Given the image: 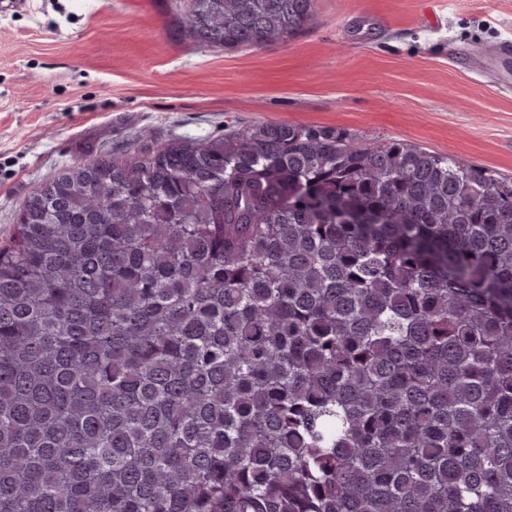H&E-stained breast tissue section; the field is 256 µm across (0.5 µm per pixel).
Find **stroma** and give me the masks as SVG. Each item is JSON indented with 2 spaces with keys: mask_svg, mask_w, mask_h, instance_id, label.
I'll return each instance as SVG.
<instances>
[{
  "mask_svg": "<svg viewBox=\"0 0 512 512\" xmlns=\"http://www.w3.org/2000/svg\"><path fill=\"white\" fill-rule=\"evenodd\" d=\"M512 41V0H316L254 49L193 41L185 0L0 9V243L66 165L261 122L402 140L512 178V81L454 61Z\"/></svg>",
  "mask_w": 512,
  "mask_h": 512,
  "instance_id": "stroma-1",
  "label": "stroma"
}]
</instances>
